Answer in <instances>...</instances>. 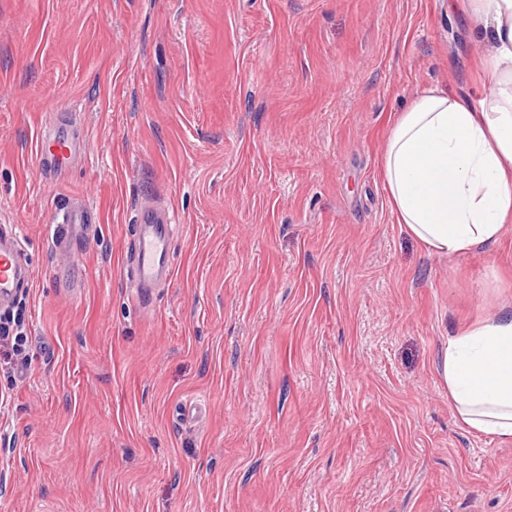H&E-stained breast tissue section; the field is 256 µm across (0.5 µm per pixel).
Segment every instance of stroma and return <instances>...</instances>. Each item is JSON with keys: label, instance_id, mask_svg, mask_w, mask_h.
<instances>
[{"label": "stroma", "instance_id": "35a3bbf8", "mask_svg": "<svg viewBox=\"0 0 512 512\" xmlns=\"http://www.w3.org/2000/svg\"><path fill=\"white\" fill-rule=\"evenodd\" d=\"M488 47L448 0H0V225L32 278L0 347V512H512V442L437 373L512 301V227L453 258L390 210V127ZM86 143L58 176L48 113ZM173 208L141 311L133 210ZM89 208L57 252L56 208Z\"/></svg>", "mask_w": 512, "mask_h": 512}]
</instances>
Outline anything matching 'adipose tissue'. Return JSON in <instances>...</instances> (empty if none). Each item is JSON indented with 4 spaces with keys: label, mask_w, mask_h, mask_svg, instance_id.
I'll return each mask as SVG.
<instances>
[{
    "label": "adipose tissue",
    "mask_w": 512,
    "mask_h": 512,
    "mask_svg": "<svg viewBox=\"0 0 512 512\" xmlns=\"http://www.w3.org/2000/svg\"><path fill=\"white\" fill-rule=\"evenodd\" d=\"M462 11L489 47L491 91L475 106L421 91L381 158L398 222L427 251L448 256L496 243L512 220V0H462ZM437 373L469 430L512 439V311L449 336Z\"/></svg>",
    "instance_id": "obj_1"
}]
</instances>
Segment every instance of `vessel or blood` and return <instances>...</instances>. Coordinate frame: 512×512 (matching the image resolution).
Returning <instances> with one entry per match:
<instances>
[{
	"label": "vessel or blood",
	"mask_w": 512,
	"mask_h": 512,
	"mask_svg": "<svg viewBox=\"0 0 512 512\" xmlns=\"http://www.w3.org/2000/svg\"><path fill=\"white\" fill-rule=\"evenodd\" d=\"M50 124L55 132L42 136L37 145V159L45 171L56 173L80 153L84 144L80 138L59 133L62 124L59 113H52ZM89 212L79 207L56 209L51 225L57 246L68 243L69 234L78 232L88 223ZM136 248L133 260L132 282L136 288L135 301L140 308L151 303L154 288L171 280V242L174 236L175 216L170 209L151 205L138 207L135 216ZM23 247L11 227L0 226V304L12 299L28 285L31 271L22 261Z\"/></svg>",
	"instance_id": "b4317fda"
}]
</instances>
